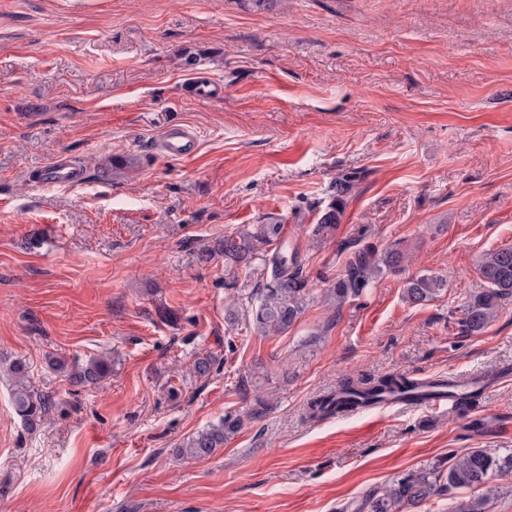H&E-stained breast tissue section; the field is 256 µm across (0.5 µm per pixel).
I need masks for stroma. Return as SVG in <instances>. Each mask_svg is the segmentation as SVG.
Segmentation results:
<instances>
[{"instance_id":"obj_1","label":"stroma","mask_w":512,"mask_h":512,"mask_svg":"<svg viewBox=\"0 0 512 512\" xmlns=\"http://www.w3.org/2000/svg\"><path fill=\"white\" fill-rule=\"evenodd\" d=\"M196 77L223 95L192 97ZM171 123L198 131L193 158L158 153ZM61 156L85 180L38 182ZM349 172L340 224L313 241ZM270 218L312 299L285 333L228 327L215 247ZM359 238L413 258L338 306ZM507 246L512 0H0V360L53 402L28 430L0 373V512H342L452 453H512V301L458 329L483 254ZM420 271L448 286L413 306ZM206 354L215 371L191 376ZM49 355L112 372L78 390ZM403 371L490 384L463 417L306 416L344 379ZM227 414L222 448L178 455Z\"/></svg>"}]
</instances>
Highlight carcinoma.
<instances>
[{
    "label": "carcinoma",
    "instance_id": "carcinoma-1",
    "mask_svg": "<svg viewBox=\"0 0 512 512\" xmlns=\"http://www.w3.org/2000/svg\"><path fill=\"white\" fill-rule=\"evenodd\" d=\"M352 187L351 177L336 179V195L321 211L311 236L320 240L330 234L341 222L344 213L343 196ZM282 227L276 221L253 224L250 228L224 236L217 244V251L224 254L228 273L240 269L256 275V282L245 296V302L236 298L225 310L229 323L251 321L263 333H285L303 313L310 301L308 278L297 253L288 252L277 244ZM405 255L396 246L378 251L366 244L355 250L349 258L344 274L329 288L330 299L336 307L360 298L374 279L385 272L397 273L404 269ZM485 288L469 295L461 317L460 333L472 336L482 333L497 317L502 305L512 300V247H503L485 253L479 265ZM448 286L447 279L434 274H418L405 280L403 299L411 305H424L435 300ZM214 359L197 357L191 368L193 376L203 379L212 373ZM48 365L67 373L69 383L77 388L99 385L110 373L111 365L104 357H91L83 364H69L52 357ZM8 373L13 383L12 403L17 416L30 430L44 422L52 408L48 396L35 391L30 384L27 363L15 360L9 364ZM455 380L433 378L417 380L405 373L389 374L377 379H348L336 390L320 395L309 402L308 416L324 419L359 409L375 408L392 396H402L411 401L422 398L424 386L447 387ZM481 394L475 388L463 389L458 394L456 407L466 415ZM241 420L231 415L219 423L197 432L184 444L180 452L191 458H202L221 448L224 441L234 436ZM450 464L440 461L376 489L365 498L367 512H419L426 502L445 496L456 489H471L475 496L458 507V512H488L491 495L498 488L491 485L499 474H512V453L496 455L484 449L473 448L453 453Z\"/></svg>",
    "mask_w": 512,
    "mask_h": 512
}]
</instances>
